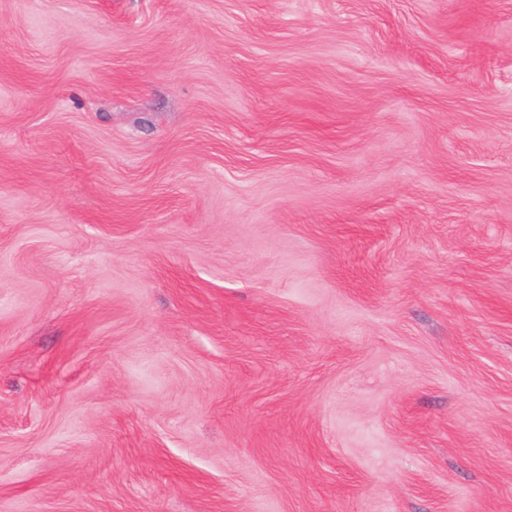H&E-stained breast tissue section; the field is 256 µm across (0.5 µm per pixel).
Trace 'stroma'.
Wrapping results in <instances>:
<instances>
[{"mask_svg": "<svg viewBox=\"0 0 512 512\" xmlns=\"http://www.w3.org/2000/svg\"><path fill=\"white\" fill-rule=\"evenodd\" d=\"M0 512H512V0H0Z\"/></svg>", "mask_w": 512, "mask_h": 512, "instance_id": "stroma-1", "label": "stroma"}]
</instances>
